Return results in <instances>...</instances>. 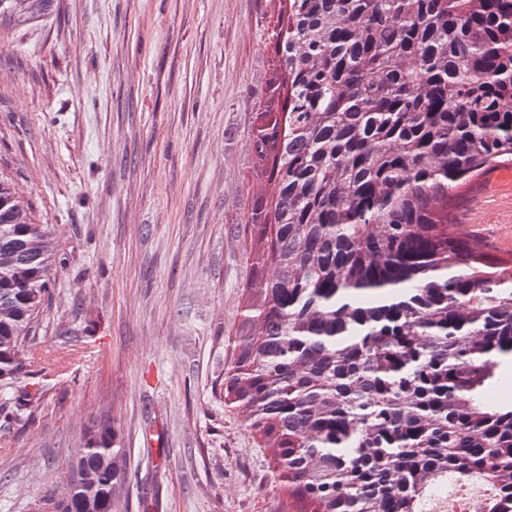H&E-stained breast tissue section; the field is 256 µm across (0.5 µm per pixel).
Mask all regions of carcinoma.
Wrapping results in <instances>:
<instances>
[{
	"label": "carcinoma",
	"mask_w": 512,
	"mask_h": 512,
	"mask_svg": "<svg viewBox=\"0 0 512 512\" xmlns=\"http://www.w3.org/2000/svg\"><path fill=\"white\" fill-rule=\"evenodd\" d=\"M50 0H0V24ZM277 111L252 128L271 187L220 401L275 450L294 512H430L448 479L512 512V265L453 235V190L512 164V0H286ZM0 176V433L45 392L31 370L53 228ZM126 451L82 435L54 512H113ZM499 381L485 392L490 404H512V364L504 362L499 367Z\"/></svg>",
	"instance_id": "1"
}]
</instances>
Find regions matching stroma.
<instances>
[{
  "label": "stroma",
  "instance_id": "stroma-1",
  "mask_svg": "<svg viewBox=\"0 0 512 512\" xmlns=\"http://www.w3.org/2000/svg\"><path fill=\"white\" fill-rule=\"evenodd\" d=\"M285 0H51L0 29V174L59 261L42 349L73 353L0 436V512L61 493L110 421L118 512H281L273 451L216 400L243 322L244 227L267 186L251 128Z\"/></svg>",
  "mask_w": 512,
  "mask_h": 512
}]
</instances>
